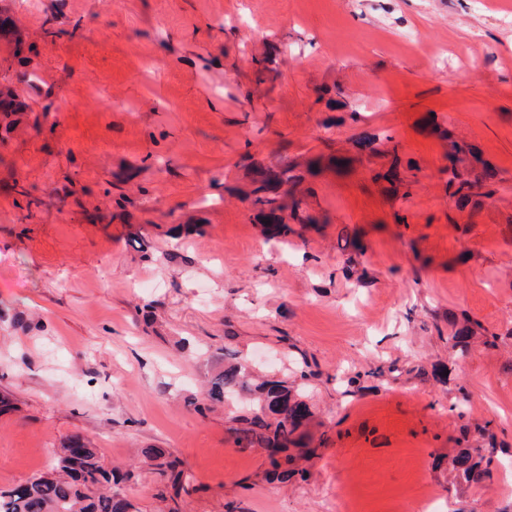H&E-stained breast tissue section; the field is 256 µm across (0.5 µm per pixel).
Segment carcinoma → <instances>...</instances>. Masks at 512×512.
<instances>
[{"label": "carcinoma", "mask_w": 512, "mask_h": 512, "mask_svg": "<svg viewBox=\"0 0 512 512\" xmlns=\"http://www.w3.org/2000/svg\"><path fill=\"white\" fill-rule=\"evenodd\" d=\"M27 108L29 104L10 87L0 90L1 115L7 117ZM367 148L372 156L386 160L373 170L374 179L391 184L400 180L402 162L397 146L381 148L372 140ZM302 181L297 166L286 159L257 170L245 200L272 236H288L292 224L315 223L308 211L307 195L297 190ZM499 182L494 167L467 145L450 141L447 192L456 207L481 206L496 194ZM471 333L473 323L467 318L451 337L453 347L462 355L468 351ZM228 394L250 398L249 407L232 417L236 424L233 431L239 447L266 450L269 469L263 478L274 482L289 481L297 475L305 477L306 472L297 462L311 459L317 449L310 447L304 430L309 421L307 407L286 382L270 375L257 376L247 361L228 356L207 380L203 399H192L189 405L202 413L206 401L221 402ZM144 453L152 462L158 496L165 497L170 489L186 494L195 490L193 477L178 457L160 448H148ZM488 464L490 459L480 448H466L448 461L456 479L469 486L478 485L489 476ZM135 478L134 469L110 468L96 448L77 435L68 436L55 449L54 462L48 470L0 491V512H138L125 491V485Z\"/></svg>", "instance_id": "cac0c4a2"}]
</instances>
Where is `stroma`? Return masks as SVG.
Segmentation results:
<instances>
[{
    "instance_id": "35a3bbf8",
    "label": "stroma",
    "mask_w": 512,
    "mask_h": 512,
    "mask_svg": "<svg viewBox=\"0 0 512 512\" xmlns=\"http://www.w3.org/2000/svg\"><path fill=\"white\" fill-rule=\"evenodd\" d=\"M1 9L42 79L16 82L0 40V80L30 106L0 120L1 488L78 434L135 467L139 512H512V0ZM50 14L82 27L46 35ZM387 135L410 197L361 147ZM452 138L499 173L482 207L448 199ZM319 154L350 161L308 182L327 223L269 238L242 199L253 165ZM464 314L481 328L462 357ZM226 352L308 404L305 480L263 479L237 403L186 405ZM144 448L183 460L195 492L156 497ZM465 448L492 451L481 487L448 467Z\"/></svg>"
}]
</instances>
